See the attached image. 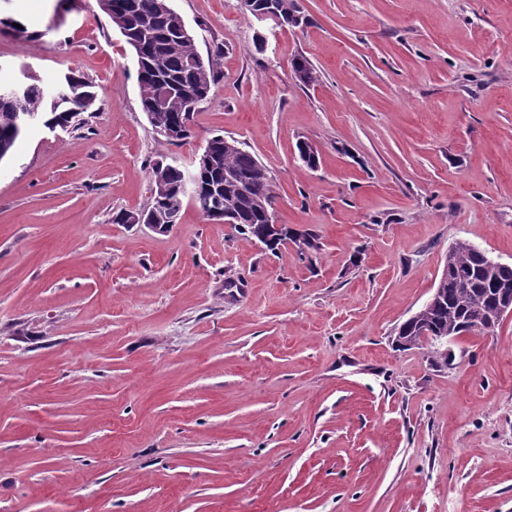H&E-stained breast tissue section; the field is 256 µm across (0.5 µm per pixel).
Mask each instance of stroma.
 Returning <instances> with one entry per match:
<instances>
[{"label":"stroma","mask_w":512,"mask_h":512,"mask_svg":"<svg viewBox=\"0 0 512 512\" xmlns=\"http://www.w3.org/2000/svg\"><path fill=\"white\" fill-rule=\"evenodd\" d=\"M297 2L171 0L217 78L169 145L97 0H0V83L97 92L0 162V512H512V316L445 369L394 343L457 241L512 263V0ZM217 133L317 249L115 223ZM252 2L253 8L256 10L262 9L266 7L267 4L271 3L279 12L271 8L264 12L256 13L253 18L259 23L271 22L274 26H282L283 19L281 16L285 19L284 25L288 27H299L304 22L296 0H252ZM295 19H297L298 22H295Z\"/></svg>","instance_id":"35a3bbf8"}]
</instances>
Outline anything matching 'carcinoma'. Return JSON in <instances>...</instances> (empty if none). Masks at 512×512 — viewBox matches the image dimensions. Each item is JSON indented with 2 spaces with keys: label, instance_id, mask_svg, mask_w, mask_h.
<instances>
[{
  "label": "carcinoma",
  "instance_id": "cac0c4a2",
  "mask_svg": "<svg viewBox=\"0 0 512 512\" xmlns=\"http://www.w3.org/2000/svg\"><path fill=\"white\" fill-rule=\"evenodd\" d=\"M258 10L272 4L285 19L288 27L304 22L297 0H252ZM158 0H98L100 10L119 30L132 49L138 66L140 104L143 112L152 113L157 124L183 121L173 137L165 138L179 145L193 136L192 120L195 109L177 94L167 90L170 83H187L197 97L209 98L215 82L213 63L197 51L195 36L183 32L184 19L177 11L161 17L157 14ZM292 69L303 82L312 80L309 60L298 56ZM25 109L36 113L44 122L61 126L69 124L95 105L96 93L91 83L74 71L66 73L52 91L45 90L34 78H29L21 90ZM24 126L10 99L0 98V160L11 156ZM199 187L217 185L221 189L224 207L237 213L236 232L249 238L268 236L272 228L273 204L276 195L268 168L240 142L224 146V136L214 141L210 163L198 165ZM162 178L167 186L166 201L150 197L143 208L146 213L165 211V217L179 219L184 205L182 191L184 171L170 164L158 163L151 178ZM453 263L441 275L436 299L423 305L412 318L403 322L395 336L400 350L422 348L425 336L457 334L475 315L487 310L497 289L511 283L512 267H500L490 278L483 275L479 247L468 241H458L451 247Z\"/></svg>",
  "mask_w": 512,
  "mask_h": 512
}]
</instances>
